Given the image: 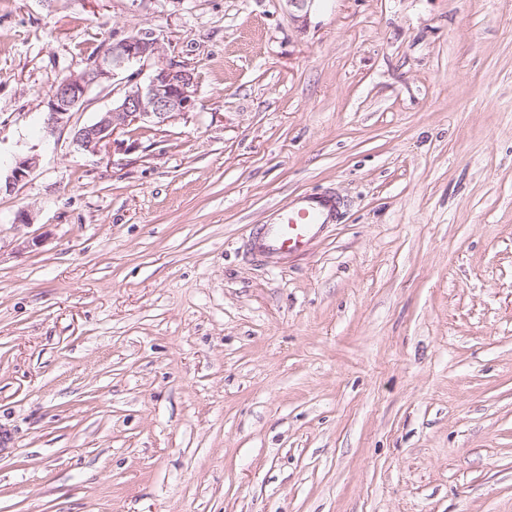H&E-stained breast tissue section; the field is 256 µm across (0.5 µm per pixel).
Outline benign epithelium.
Masks as SVG:
<instances>
[{
	"label": "benign epithelium",
	"mask_w": 512,
	"mask_h": 512,
	"mask_svg": "<svg viewBox=\"0 0 512 512\" xmlns=\"http://www.w3.org/2000/svg\"><path fill=\"white\" fill-rule=\"evenodd\" d=\"M137 70H132L135 65ZM122 78V95L112 108L74 130L72 142L78 149L95 154L104 146L116 144L115 135L141 124L162 126L195 107L198 70L168 57L165 47L153 33L143 32L115 42L89 69L71 73L55 84L42 101L43 125L53 135L68 128L72 115L84 109L86 95L94 85ZM37 167V157H17L0 184V191L12 192Z\"/></svg>",
	"instance_id": "1"
}]
</instances>
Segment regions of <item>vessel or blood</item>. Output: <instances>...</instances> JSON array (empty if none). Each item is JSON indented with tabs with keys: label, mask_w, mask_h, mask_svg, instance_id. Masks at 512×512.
Here are the masks:
<instances>
[{
	"label": "vessel or blood",
	"mask_w": 512,
	"mask_h": 512,
	"mask_svg": "<svg viewBox=\"0 0 512 512\" xmlns=\"http://www.w3.org/2000/svg\"><path fill=\"white\" fill-rule=\"evenodd\" d=\"M342 208L340 198L331 194L298 195L270 223L257 226L252 247L270 261L304 252L338 220Z\"/></svg>",
	"instance_id": "b4317fda"
}]
</instances>
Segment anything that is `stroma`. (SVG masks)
Listing matches in <instances>:
<instances>
[{
	"mask_svg": "<svg viewBox=\"0 0 512 512\" xmlns=\"http://www.w3.org/2000/svg\"><path fill=\"white\" fill-rule=\"evenodd\" d=\"M144 29L192 113L45 136L51 86ZM33 154L0 512H512V0H0V167ZM327 190V238L248 258Z\"/></svg>",
	"mask_w": 512,
	"mask_h": 512,
	"instance_id": "obj_1",
	"label": "stroma"
}]
</instances>
